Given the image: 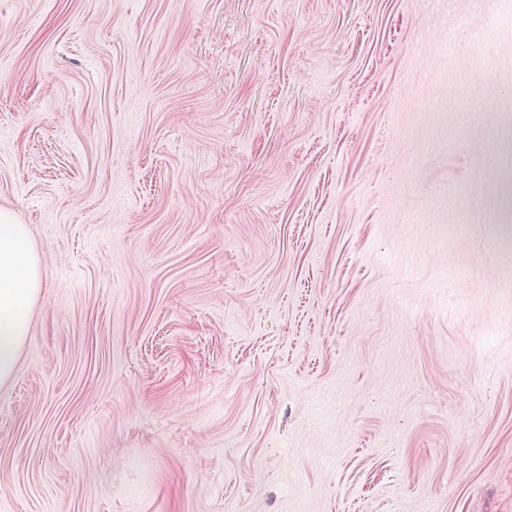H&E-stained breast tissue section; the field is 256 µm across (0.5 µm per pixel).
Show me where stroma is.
<instances>
[{"mask_svg": "<svg viewBox=\"0 0 512 512\" xmlns=\"http://www.w3.org/2000/svg\"><path fill=\"white\" fill-rule=\"evenodd\" d=\"M509 165L494 0H0V512H512ZM41 285L37 253L27 224L0 209V385L15 371L28 336L27 311Z\"/></svg>", "mask_w": 512, "mask_h": 512, "instance_id": "35a3bbf8", "label": "stroma"}]
</instances>
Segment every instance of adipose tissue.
<instances>
[{"instance_id":"adipose-tissue-1","label":"adipose tissue","mask_w":512,"mask_h":512,"mask_svg":"<svg viewBox=\"0 0 512 512\" xmlns=\"http://www.w3.org/2000/svg\"><path fill=\"white\" fill-rule=\"evenodd\" d=\"M41 285L29 228L13 211L0 209V385L15 371L28 336L27 311Z\"/></svg>"}]
</instances>
